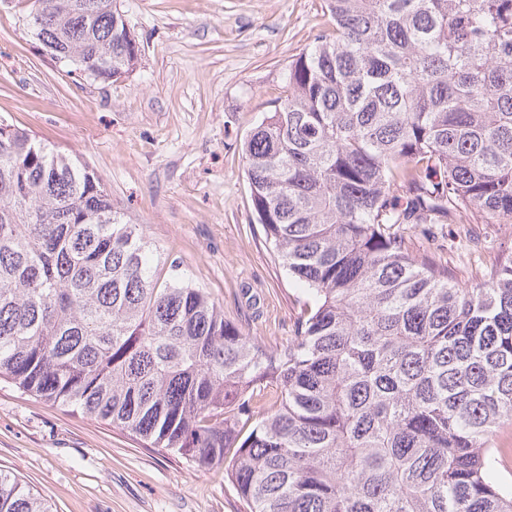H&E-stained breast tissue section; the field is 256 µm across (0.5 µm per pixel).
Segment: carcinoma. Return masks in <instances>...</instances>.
I'll list each match as a JSON object with an SVG mask.
<instances>
[{
	"mask_svg": "<svg viewBox=\"0 0 512 512\" xmlns=\"http://www.w3.org/2000/svg\"><path fill=\"white\" fill-rule=\"evenodd\" d=\"M243 150L266 241L308 293L269 350L112 206L0 122V379L197 466L246 512H512V255L460 282L402 224H512V0H325ZM86 79L133 71L112 0H31ZM276 408L248 432L254 399ZM0 512H51L0 471Z\"/></svg>",
	"mask_w": 512,
	"mask_h": 512,
	"instance_id": "obj_1",
	"label": "carcinoma"
}]
</instances>
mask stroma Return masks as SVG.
<instances>
[{
    "label": "stroma",
    "mask_w": 512,
    "mask_h": 512,
    "mask_svg": "<svg viewBox=\"0 0 512 512\" xmlns=\"http://www.w3.org/2000/svg\"><path fill=\"white\" fill-rule=\"evenodd\" d=\"M140 42L126 77L70 74L0 0V120L77 157L112 201L224 316L273 349L305 295L252 215L242 150L282 73L323 30L324 0H116ZM414 254L475 278L512 247V224H451L405 233ZM0 469L52 512H244L227 463L199 467L71 408L0 380Z\"/></svg>",
    "instance_id": "stroma-1"
}]
</instances>
